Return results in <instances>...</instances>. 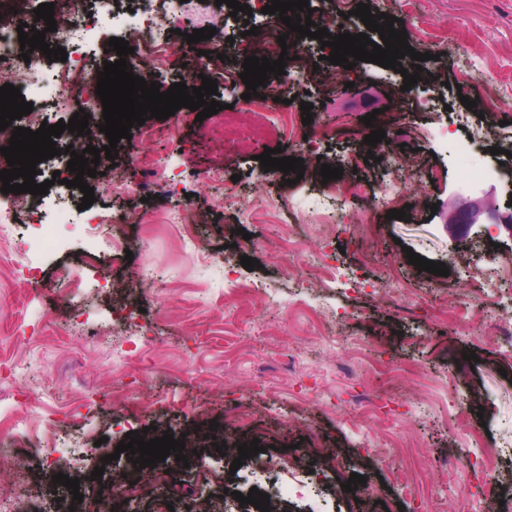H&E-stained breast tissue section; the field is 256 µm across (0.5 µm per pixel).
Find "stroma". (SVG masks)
<instances>
[{"label":"stroma","mask_w":512,"mask_h":512,"mask_svg":"<svg viewBox=\"0 0 512 512\" xmlns=\"http://www.w3.org/2000/svg\"><path fill=\"white\" fill-rule=\"evenodd\" d=\"M361 1L400 18L416 52L447 48V85L400 96L403 74L416 72L411 57L399 73L366 62L347 70L321 59L315 39L287 64L307 74V97L267 112L248 109L239 72L228 68L219 100L238 115L235 136L218 117L200 121L186 108L132 127L120 149L158 170L149 201L137 191L146 170L105 159L91 213L57 183L36 198L42 223L0 220V473L21 494L36 498L39 475L57 462L116 453L127 431L144 429L199 448L180 477L193 483L208 470L226 489L221 512H256L234 492L271 486L281 512H512V360L484 332L512 321V299L483 291L495 264L512 260L502 225L512 218V161L490 152L512 122V0H333L347 33L366 31L352 14ZM461 85L469 99L496 97L495 110L466 109ZM305 101V138L283 137L282 114L301 118ZM482 121L496 136L458 152L457 133ZM375 128L386 141L371 147L364 137ZM268 147L309 170L342 167L373 195L332 200L316 178L289 183L260 165ZM486 162L502 164V179L464 190ZM396 166L409 173L400 186L407 221L386 217ZM426 169L440 179L422 178ZM215 173L224 184L212 182ZM229 190L242 209L225 207ZM187 205L201 218L188 237L166 221ZM486 206L500 223L448 221L451 210ZM93 213L149 220L96 224ZM84 251L97 267L77 264ZM411 251L444 263L449 276L419 271ZM244 256L259 269L242 267ZM325 266L335 279L313 287ZM232 279L250 292L226 295ZM470 350L476 363L463 358ZM290 356L296 367L281 370ZM269 366L276 374L259 382L257 368ZM349 366L355 378L342 380ZM365 394L383 413L360 410ZM458 411L467 430L452 423ZM210 433L223 436V454L205 452ZM254 438L261 452L232 469L241 440ZM270 445L288 468L260 469ZM326 453L336 471L308 467ZM449 456L456 467L444 466ZM354 473L364 490H345Z\"/></svg>","instance_id":"obj_1"}]
</instances>
